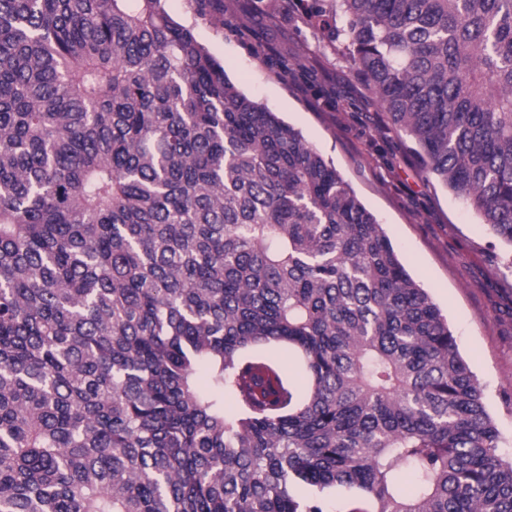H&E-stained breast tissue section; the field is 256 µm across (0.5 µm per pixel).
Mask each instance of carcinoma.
<instances>
[{"instance_id":"cac0c4a2","label":"carcinoma","mask_w":512,"mask_h":512,"mask_svg":"<svg viewBox=\"0 0 512 512\" xmlns=\"http://www.w3.org/2000/svg\"><path fill=\"white\" fill-rule=\"evenodd\" d=\"M312 2L512 248V0ZM482 397L350 184L165 0H0V512H512ZM247 354L274 361L280 366L283 376L289 381H299L305 376V367L299 355L287 347L277 344L259 345ZM321 496L326 501L328 512H348L360 498V491L337 486L326 490Z\"/></svg>"}]
</instances>
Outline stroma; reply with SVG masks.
Segmentation results:
<instances>
[{
  "label": "stroma",
  "instance_id": "1",
  "mask_svg": "<svg viewBox=\"0 0 512 512\" xmlns=\"http://www.w3.org/2000/svg\"><path fill=\"white\" fill-rule=\"evenodd\" d=\"M223 20L195 0H166L249 98L277 113L350 183L376 216L410 274L448 319L457 346L484 388V403L512 458V271L506 248L469 204L447 191L388 126L343 43L317 37L309 0H221ZM274 48L288 63L280 73Z\"/></svg>",
  "mask_w": 512,
  "mask_h": 512
}]
</instances>
